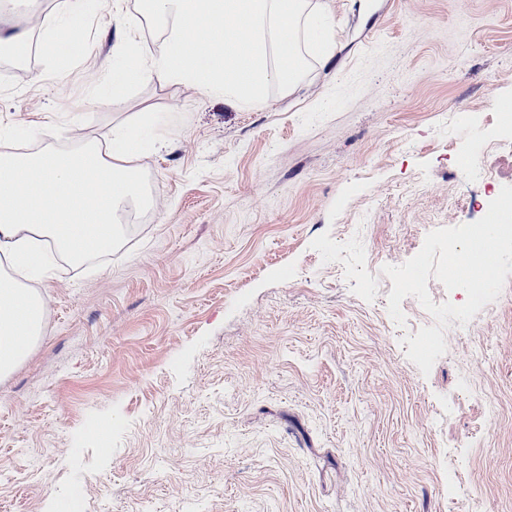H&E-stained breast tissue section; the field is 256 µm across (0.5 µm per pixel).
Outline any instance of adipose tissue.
<instances>
[{
	"label": "adipose tissue",
	"instance_id": "1",
	"mask_svg": "<svg viewBox=\"0 0 512 512\" xmlns=\"http://www.w3.org/2000/svg\"><path fill=\"white\" fill-rule=\"evenodd\" d=\"M141 16L169 31L150 66L134 38L110 74L113 94L142 78L188 81L225 101L261 102L267 88L290 94L308 56L333 54L335 21L322 0H140ZM320 25L323 37L301 51V36ZM210 32L212 42L189 39ZM142 150L132 126L114 128L108 144L89 140L72 152H0V382L32 356L45 335V299L23 275L45 276L51 259L81 264L119 248L123 215L150 199L135 161Z\"/></svg>",
	"mask_w": 512,
	"mask_h": 512
}]
</instances>
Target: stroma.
I'll return each mask as SVG.
<instances>
[{"mask_svg":"<svg viewBox=\"0 0 512 512\" xmlns=\"http://www.w3.org/2000/svg\"><path fill=\"white\" fill-rule=\"evenodd\" d=\"M325 2L333 56L256 107L149 79L113 107L116 19L143 55L167 36L137 0L65 61L41 48L60 0L0 15L32 41L0 58V151L167 117L137 159L150 219L28 282L45 335L0 382V512H512V274L425 375L401 341L435 319L409 296L396 322L382 272L512 185V0Z\"/></svg>","mask_w":512,"mask_h":512,"instance_id":"35a3bbf8","label":"stroma"}]
</instances>
